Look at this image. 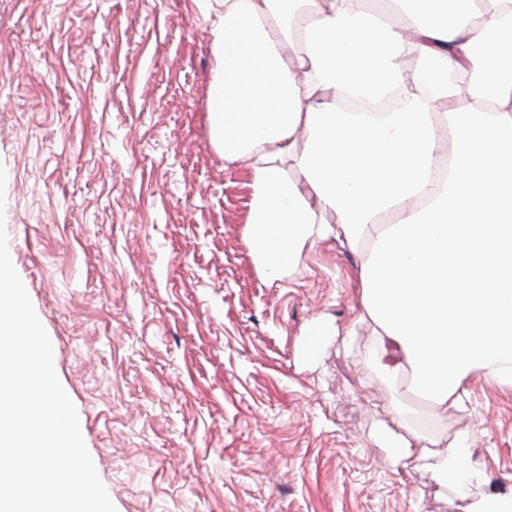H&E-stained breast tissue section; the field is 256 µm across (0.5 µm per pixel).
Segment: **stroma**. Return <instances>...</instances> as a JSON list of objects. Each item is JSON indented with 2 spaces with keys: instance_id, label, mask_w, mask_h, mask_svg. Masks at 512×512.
I'll return each mask as SVG.
<instances>
[{
  "instance_id": "stroma-1",
  "label": "stroma",
  "mask_w": 512,
  "mask_h": 512,
  "mask_svg": "<svg viewBox=\"0 0 512 512\" xmlns=\"http://www.w3.org/2000/svg\"><path fill=\"white\" fill-rule=\"evenodd\" d=\"M214 69L188 0H0L9 253L116 512H462L378 445L394 397L512 486V389L476 379L441 411L366 365V326L301 357L315 318L357 317L358 256L322 244L264 280Z\"/></svg>"
}]
</instances>
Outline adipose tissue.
Listing matches in <instances>:
<instances>
[{
  "mask_svg": "<svg viewBox=\"0 0 512 512\" xmlns=\"http://www.w3.org/2000/svg\"><path fill=\"white\" fill-rule=\"evenodd\" d=\"M213 37L208 120L252 200L245 237L287 280L330 240L361 258L366 360L437 408L476 378L512 389V0H190ZM414 69H407V61ZM379 441L478 484L462 512H512L476 438L429 448L392 403Z\"/></svg>",
  "mask_w": 512,
  "mask_h": 512,
  "instance_id": "obj_1",
  "label": "adipose tissue"
}]
</instances>
